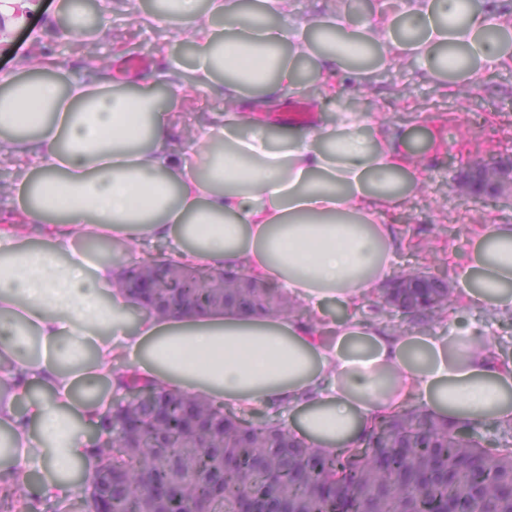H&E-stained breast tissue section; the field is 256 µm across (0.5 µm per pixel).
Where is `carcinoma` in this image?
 Wrapping results in <instances>:
<instances>
[{
	"label": "carcinoma",
	"instance_id": "cac0c4a2",
	"mask_svg": "<svg viewBox=\"0 0 512 512\" xmlns=\"http://www.w3.org/2000/svg\"><path fill=\"white\" fill-rule=\"evenodd\" d=\"M147 255L151 263L128 269L142 314L187 304L207 311L220 295L244 313H300L276 289L246 286L241 272L175 273L167 259ZM453 297L447 279L430 276L424 288L387 289L384 302L426 320ZM101 428L112 433L99 447L95 484L105 512H143L154 496L166 512H512L503 489L512 480V443L487 449L421 408L377 416L364 444L328 455L272 416L254 422L220 401L132 378Z\"/></svg>",
	"mask_w": 512,
	"mask_h": 512
}]
</instances>
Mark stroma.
Here are the masks:
<instances>
[{
  "mask_svg": "<svg viewBox=\"0 0 512 512\" xmlns=\"http://www.w3.org/2000/svg\"><path fill=\"white\" fill-rule=\"evenodd\" d=\"M99 16L107 39L85 35L68 46L50 41L60 53L64 71L87 65L96 57L121 49L126 58L127 79L132 85L162 83L156 60L162 59L193 75L199 58L194 48L169 39L160 27L146 26L145 0H100ZM224 81L195 89L169 110L170 120L180 130L184 143L209 113L226 110L221 92ZM319 86L308 80L304 89H287L273 114L277 124L294 103L306 105L310 128L326 125L327 107L318 101ZM339 111L353 113L360 129L385 121L404 136L414 161L425 165V179L407 195L398 222L400 268L414 266L426 272L455 279L468 261L471 243L482 225L512 224V192L493 197L478 196L461 188L476 163L497 166L512 161V57L485 70L473 96L463 97L442 89L425 67L408 58L398 68L376 66L362 87L344 82L336 87L334 101Z\"/></svg>",
  "mask_w": 512,
  "mask_h": 512,
  "instance_id": "35a3bbf8",
  "label": "stroma"
}]
</instances>
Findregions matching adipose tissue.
<instances>
[{
  "mask_svg": "<svg viewBox=\"0 0 512 512\" xmlns=\"http://www.w3.org/2000/svg\"><path fill=\"white\" fill-rule=\"evenodd\" d=\"M148 15L171 40H190L204 64L193 83L165 73L170 99L208 86L214 47L236 69L260 76L261 96L242 109L212 113L193 145L178 142L153 84L125 91L120 70L85 67L55 77V54H19L45 77L0 72V155L30 174L17 204L0 210V496L18 475H35L33 494L63 499L94 488L91 435L129 371L158 385L223 399L241 409L288 407L289 432L324 452L358 447L381 413L433 410L460 430L512 426V362L495 357L486 332L461 317L479 309L512 317V224L486 225L458 277L457 299L442 319L450 342L360 319L398 272V242L385 214L423 179L391 130L357 129L336 113L320 130L292 125L277 134L270 116L281 88L297 83L295 61L313 74L346 69L341 52L311 53L315 23L293 0H261L258 17L226 12L223 0H171ZM459 0H399L395 37L383 4L358 31L349 10L332 28L348 44L375 47L378 63L418 58L430 76L445 72L453 48L479 81L499 63L508 35L484 0H468L463 24L449 27ZM225 15V31L214 20ZM276 16V27L259 17ZM262 45L288 47L275 63ZM205 158L187 173L190 150ZM41 224L40 243L16 232ZM166 244L173 262L242 271L304 301L315 318L340 314L336 338L295 315H142L120 286L122 268L94 243Z\"/></svg>",
  "mask_w": 512,
  "mask_h": 512,
  "instance_id": "ef3b65f1",
  "label": "adipose tissue"
}]
</instances>
